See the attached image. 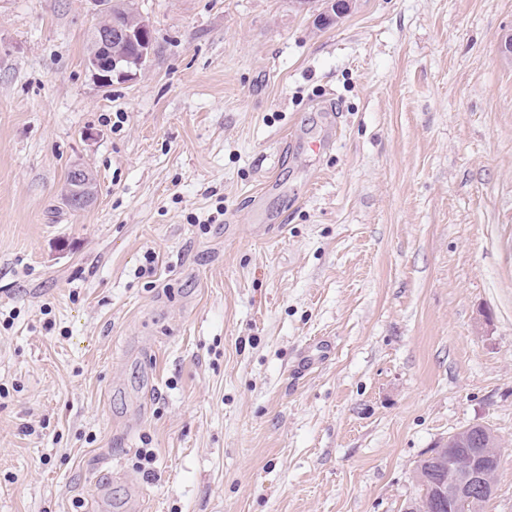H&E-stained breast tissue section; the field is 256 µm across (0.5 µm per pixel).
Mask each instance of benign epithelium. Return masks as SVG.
<instances>
[{"label": "benign epithelium", "mask_w": 512, "mask_h": 512, "mask_svg": "<svg viewBox=\"0 0 512 512\" xmlns=\"http://www.w3.org/2000/svg\"><path fill=\"white\" fill-rule=\"evenodd\" d=\"M132 42L137 48L136 56L130 58V62L123 63L121 59L112 57V42ZM153 48L144 29L127 26L113 28L112 26H99L94 33V48L86 59V66L96 82L107 87L113 79L130 80L136 76L151 57ZM71 186L67 193L66 201L75 208H83L89 204L94 196V182L88 170L80 165H74L70 169ZM429 464L436 471L431 482L433 497L431 502L408 503L406 512H435L437 508L447 504H453L462 508L472 503L480 495L491 491L485 483V462L481 455H476L471 465L458 470L454 467L453 460L445 455V448L439 447L428 454Z\"/></svg>", "instance_id": "benign-epithelium-1"}]
</instances>
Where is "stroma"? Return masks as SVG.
Here are the masks:
<instances>
[{"mask_svg":"<svg viewBox=\"0 0 512 512\" xmlns=\"http://www.w3.org/2000/svg\"><path fill=\"white\" fill-rule=\"evenodd\" d=\"M133 3L104 88L0 0V512H404L472 424L512 512V0ZM71 174V181H70ZM67 175V184L71 182L69 192L66 194V201L69 205L75 207L73 210L84 209L94 196V182L88 170L80 165H74ZM79 208V209H78Z\"/></svg>","mask_w":512,"mask_h":512,"instance_id":"stroma-1","label":"stroma"}]
</instances>
